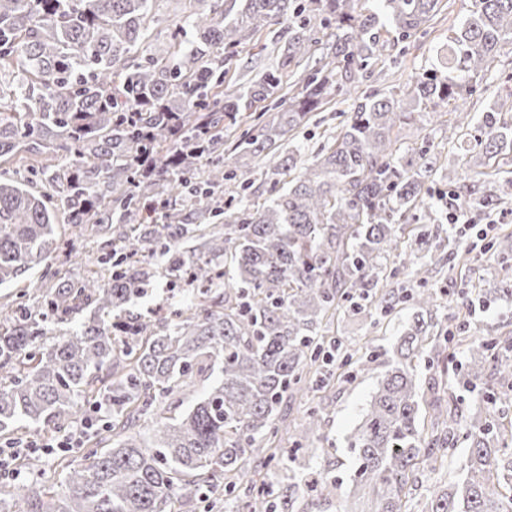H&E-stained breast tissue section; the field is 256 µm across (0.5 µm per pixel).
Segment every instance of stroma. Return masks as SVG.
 <instances>
[{
	"mask_svg": "<svg viewBox=\"0 0 512 512\" xmlns=\"http://www.w3.org/2000/svg\"><path fill=\"white\" fill-rule=\"evenodd\" d=\"M462 7V0H455L451 8L442 9L428 22L424 31L404 42L386 43L370 74L363 80L361 91L402 93L412 76L431 67L435 47L447 40L449 29L461 17ZM185 14L183 0H161L148 37L142 45L143 54L150 55L164 48L170 32L182 22ZM276 65L277 52L272 36L262 33L258 42L244 48L236 65L226 73L224 83L233 86L245 82L256 74L275 69ZM342 110L340 96H327L324 104L311 113L307 124L298 130L295 145L300 146L304 153L316 152L323 144L326 132L340 124ZM58 234V249L33 270V278L40 285L39 290L25 294L16 284L0 287V323L4 322L6 312L16 309L17 305L36 307L62 282L91 276L108 278V268L100 263L104 239L81 237L78 229L63 223L58 226ZM435 242V255L439 263L427 282L428 287L447 289L453 296L464 289L483 290L487 294L486 299L471 303L468 329L473 331L492 323L499 326L502 332H512V297L503 296L498 291L500 275L512 276V257L497 266H490L484 250L470 249L467 237L460 235L456 238L457 245L459 249L469 250L470 259L459 265L451 264L447 261L449 248L445 231H438ZM412 312L410 302L406 301L389 314L377 308L358 315L342 313L334 319L331 334L347 346L374 354L379 362L384 363ZM340 372V379L312 386L293 400L290 417L295 423L301 424L309 410H317L320 414L324 433L323 450L314 458L312 465L317 470H329L331 475L339 478L341 486L337 496L342 499L349 492V480L356 467L355 455L349 448L350 437L371 399L377 378L372 372L350 374L345 366L341 367ZM87 452V446L78 444L67 449L60 459L41 455L35 475L38 488L54 495L62 493L65 488V465L85 463Z\"/></svg>",
	"mask_w": 512,
	"mask_h": 512,
	"instance_id": "stroma-1",
	"label": "stroma"
}]
</instances>
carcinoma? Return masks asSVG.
I'll use <instances>...</instances> for the list:
<instances>
[{
    "mask_svg": "<svg viewBox=\"0 0 512 512\" xmlns=\"http://www.w3.org/2000/svg\"><path fill=\"white\" fill-rule=\"evenodd\" d=\"M157 2L0 0V102L8 104L0 158L42 149L61 158L30 165L47 176L48 194L35 195L24 176L0 181V286L25 280L56 250L60 208L83 233H112L108 281L61 284L0 332V434L23 421L60 428L95 391L105 430L120 437L71 468L61 496L46 500L35 485L22 487L26 512H177L206 492L232 495V476L249 470V488L258 489L251 512H271L272 490L256 476L277 463L271 444L306 371L331 349L357 373L375 363L342 351L323 322L343 307L357 315L365 301L394 310L400 289L379 287L398 275L383 265L390 255L428 282L430 234L404 242L400 223L435 220L424 187L442 151L408 155L403 128L429 112L454 116L464 170L455 204L498 207L512 86L477 116L459 101L512 42V0H464L431 68L406 87L410 112L391 91L354 98L352 90L386 40L410 38L443 0H230L223 9L196 0L209 7L187 15L168 48L144 61L138 51ZM285 23L278 68L223 90L242 49ZM310 59L301 85L284 87V74ZM333 89L352 104L319 154L281 151ZM268 99L278 112L231 145L238 162L224 169V126ZM260 165L272 188L258 203L244 191ZM220 214L222 233L195 223ZM190 237L201 243L182 249ZM493 247L496 259L512 254V232ZM159 265L183 280L182 306L158 319L131 312ZM413 299L412 322L351 436L358 466L350 493L371 495V507L347 497L336 512H410V495L460 435L468 441L465 478L426 488L421 512H512V451L495 426L496 404L484 397L471 410L437 382L429 387L431 429L420 424L412 359L431 336L448 374L459 337L437 320L440 294L423 287ZM58 324L68 332L46 342ZM510 350L512 336L493 326L474 333L467 383L492 360L500 377H512ZM214 371L219 381L184 405L197 378ZM149 414L157 426L138 430ZM323 439L311 412L288 457L285 512H326L336 481L325 472L308 479L299 458Z\"/></svg>",
    "mask_w": 512,
    "mask_h": 512,
    "instance_id": "1",
    "label": "carcinoma"
}]
</instances>
